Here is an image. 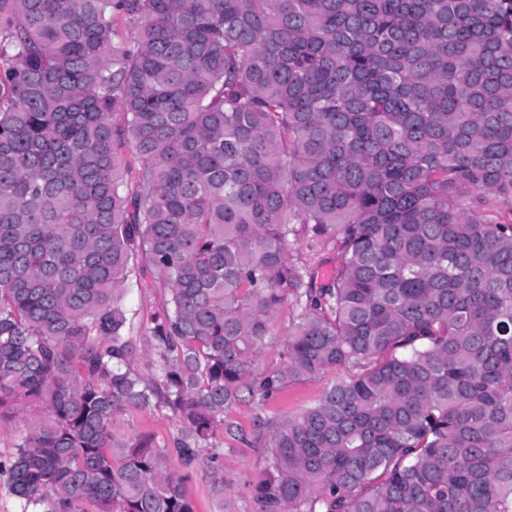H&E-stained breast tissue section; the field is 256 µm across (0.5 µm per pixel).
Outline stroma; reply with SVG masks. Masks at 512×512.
Instances as JSON below:
<instances>
[{
  "mask_svg": "<svg viewBox=\"0 0 512 512\" xmlns=\"http://www.w3.org/2000/svg\"><path fill=\"white\" fill-rule=\"evenodd\" d=\"M298 312V305L292 301L281 308L258 355L256 372L267 373L283 366L286 333ZM350 375V369H333L313 379L288 383L270 400L249 399L234 406L228 413L233 429L224 437V492L215 494L206 474H193L185 490L196 512H260L253 484L266 471L271 457L261 434L262 423L299 415L313 406L327 387ZM179 429L177 417L167 409H132L120 414L113 427L121 437L151 434L162 448L171 447Z\"/></svg>",
  "mask_w": 512,
  "mask_h": 512,
  "instance_id": "1",
  "label": "stroma"
}]
</instances>
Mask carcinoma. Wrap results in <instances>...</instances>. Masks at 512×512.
Here are the masks:
<instances>
[{
  "label": "carcinoma",
  "instance_id": "1",
  "mask_svg": "<svg viewBox=\"0 0 512 512\" xmlns=\"http://www.w3.org/2000/svg\"><path fill=\"white\" fill-rule=\"evenodd\" d=\"M134 268L157 311L127 308ZM338 367L268 428L262 512H512V0H0V425L42 416L0 475L25 508L195 512L243 393ZM152 408L181 475L112 431ZM294 247V257H301L302 261L309 262L310 269L315 272L317 284L327 283L336 269V253L331 247H321L307 234H300ZM294 300H288L279 311L269 336H266L263 347L255 364L257 373H267L283 366L285 362V341L288 325L299 312Z\"/></svg>",
  "mask_w": 512,
  "mask_h": 512
}]
</instances>
